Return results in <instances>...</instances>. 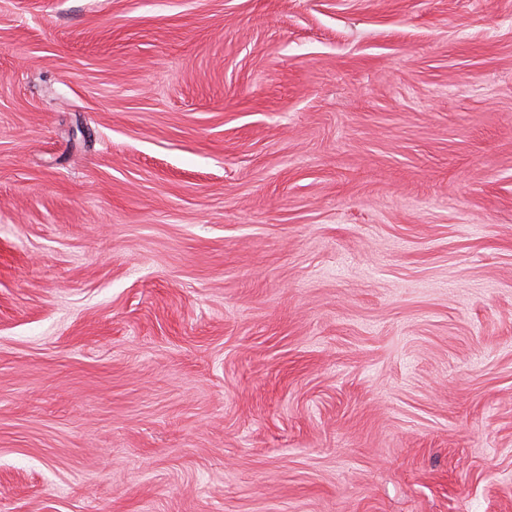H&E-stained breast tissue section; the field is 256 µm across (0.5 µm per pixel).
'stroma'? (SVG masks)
Returning <instances> with one entry per match:
<instances>
[{
	"label": "stroma",
	"mask_w": 512,
	"mask_h": 512,
	"mask_svg": "<svg viewBox=\"0 0 512 512\" xmlns=\"http://www.w3.org/2000/svg\"><path fill=\"white\" fill-rule=\"evenodd\" d=\"M0 512H512V0H0Z\"/></svg>",
	"instance_id": "1"
}]
</instances>
